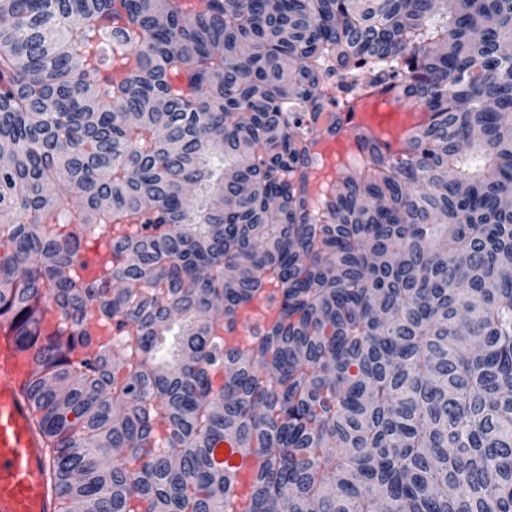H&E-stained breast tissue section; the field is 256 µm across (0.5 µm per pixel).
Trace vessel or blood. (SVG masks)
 Returning <instances> with one entry per match:
<instances>
[{
  "label": "vessel or blood",
  "instance_id": "obj_1",
  "mask_svg": "<svg viewBox=\"0 0 512 512\" xmlns=\"http://www.w3.org/2000/svg\"><path fill=\"white\" fill-rule=\"evenodd\" d=\"M30 370L8 328L0 327V512H58L46 439L22 387Z\"/></svg>",
  "mask_w": 512,
  "mask_h": 512
}]
</instances>
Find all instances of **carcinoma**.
I'll return each instance as SVG.
<instances>
[{"mask_svg":"<svg viewBox=\"0 0 512 512\" xmlns=\"http://www.w3.org/2000/svg\"><path fill=\"white\" fill-rule=\"evenodd\" d=\"M0 17V324L61 512H512V0Z\"/></svg>","mask_w":512,"mask_h":512,"instance_id":"cac0c4a2","label":"carcinoma"}]
</instances>
